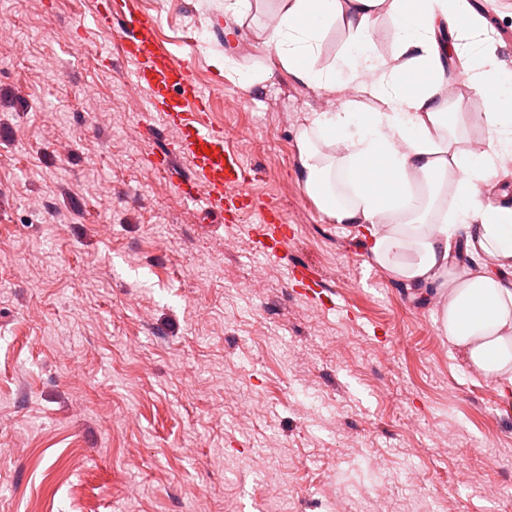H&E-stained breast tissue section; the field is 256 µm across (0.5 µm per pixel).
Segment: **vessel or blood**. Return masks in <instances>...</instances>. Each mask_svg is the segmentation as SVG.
Segmentation results:
<instances>
[{"label": "vessel or blood", "instance_id": "1", "mask_svg": "<svg viewBox=\"0 0 512 512\" xmlns=\"http://www.w3.org/2000/svg\"><path fill=\"white\" fill-rule=\"evenodd\" d=\"M95 20L107 26L122 21L120 48L134 65L131 79L148 92L151 110L162 113L165 124L178 133L177 148L156 153L158 168L175 177L180 160H187L199 186L187 197L203 210L233 214L250 209L252 170L225 142L223 128L210 122L208 96L188 68L159 44L154 22L143 17L137 0H99ZM252 235L273 256L288 246L294 232L269 206L259 213Z\"/></svg>", "mask_w": 512, "mask_h": 512}]
</instances>
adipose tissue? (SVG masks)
<instances>
[{"label":"adipose tissue","instance_id":"obj_1","mask_svg":"<svg viewBox=\"0 0 512 512\" xmlns=\"http://www.w3.org/2000/svg\"><path fill=\"white\" fill-rule=\"evenodd\" d=\"M460 0H278L264 46L301 84L343 94L333 112H312L298 140L299 179L335 224L364 226L369 261L400 281L435 289L448 344L469 367L512 388V206L483 202L481 184L512 157V71L469 57L484 35ZM393 24L398 64L376 55L372 35L381 19ZM342 24L350 45L338 70L316 65L326 30ZM454 25L453 44L437 39ZM468 56V82L485 100L487 145L476 152L453 131L462 115L448 109L443 58ZM379 102L367 112L362 99ZM334 145L318 150L313 134ZM344 178L349 201L336 197L331 176ZM451 199H443V186Z\"/></svg>","mask_w":512,"mask_h":512}]
</instances>
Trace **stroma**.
<instances>
[{"label": "stroma", "mask_w": 512, "mask_h": 512, "mask_svg": "<svg viewBox=\"0 0 512 512\" xmlns=\"http://www.w3.org/2000/svg\"><path fill=\"white\" fill-rule=\"evenodd\" d=\"M139 5L295 236L267 258L254 215L159 177L177 134L96 0H0V512H512V398L451 353L439 296L371 265L299 180L321 94L261 43L276 0ZM467 9L512 65V0ZM449 64V111H484ZM298 261L332 306L288 281Z\"/></svg>", "instance_id": "obj_1"}]
</instances>
